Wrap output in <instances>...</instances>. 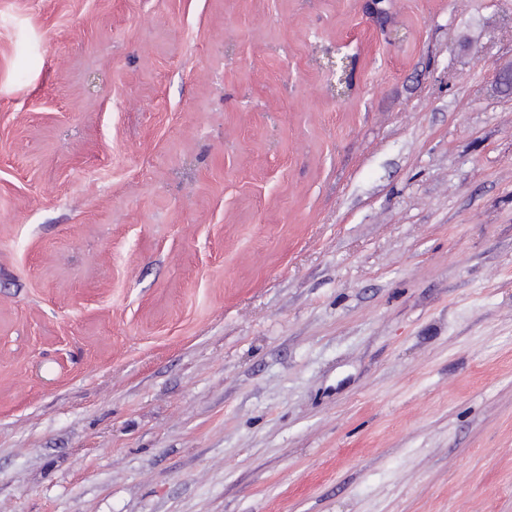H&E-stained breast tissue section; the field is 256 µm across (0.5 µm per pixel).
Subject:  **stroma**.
I'll return each instance as SVG.
<instances>
[{
    "label": "stroma",
    "instance_id": "35a3bbf8",
    "mask_svg": "<svg viewBox=\"0 0 512 512\" xmlns=\"http://www.w3.org/2000/svg\"><path fill=\"white\" fill-rule=\"evenodd\" d=\"M370 5L0 0V512H512V0Z\"/></svg>",
    "mask_w": 512,
    "mask_h": 512
}]
</instances>
